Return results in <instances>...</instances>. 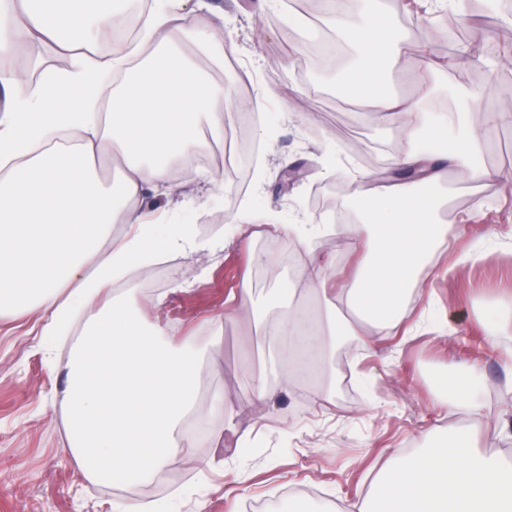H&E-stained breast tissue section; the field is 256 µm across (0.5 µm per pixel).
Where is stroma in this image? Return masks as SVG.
<instances>
[{
	"mask_svg": "<svg viewBox=\"0 0 512 512\" xmlns=\"http://www.w3.org/2000/svg\"><path fill=\"white\" fill-rule=\"evenodd\" d=\"M188 0L184 24L198 30L224 27L234 48L222 79L230 94L224 128L246 126L260 148L247 169L246 190L212 189L208 176L173 175L166 195L154 198L169 224H193L203 233L224 234L223 253L158 257L132 271L129 281L158 280L140 292L119 285L103 301L135 306L145 327L161 326L171 347L195 340L202 361L200 379L208 396L250 401L227 434L219 408L208 411L204 440L148 485L113 481L101 486L67 453L70 409L64 398L65 365L79 330L58 337L57 362L34 317L0 313V512H119L137 498L169 512H229L244 498L285 508L290 489L311 486L303 512H350L369 490L375 471L391 457L439 442L448 419L434 397L444 361L458 366L480 362L487 416L472 429L488 451L512 456V368L485 346L487 331L511 324L512 314L494 309L512 290V184L495 178L512 170V123H498L488 138L482 163L490 176L447 178L438 191L434 215L445 232L447 273L422 270L407 315L409 336H387L375 349L348 341L336 360L321 364L319 376L295 375L272 400L251 402L244 371L260 367L272 340L254 334L255 323L272 324L280 312L277 288H292L296 302L309 298L297 270L307 229L324 224L330 207L362 221V203L373 185L393 181L389 163L401 147L396 126L367 111L346 91L359 78L349 68L318 71L308 55L311 36H299L290 18L295 8L278 0ZM470 0L454 17L464 28L478 25L499 48H512V11L473 19ZM250 203L258 217L277 223L305 220L293 237L276 242L264 264H251L262 240L244 248L227 216ZM466 263H459L460 255ZM183 289L172 292L173 284ZM245 297L242 314L225 323L219 346H212L211 317L222 313L229 294ZM337 384L329 403L315 407L316 390Z\"/></svg>",
	"mask_w": 512,
	"mask_h": 512,
	"instance_id": "1",
	"label": "stroma"
}]
</instances>
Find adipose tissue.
<instances>
[{"instance_id":"adipose-tissue-1","label":"adipose tissue","mask_w":512,"mask_h":512,"mask_svg":"<svg viewBox=\"0 0 512 512\" xmlns=\"http://www.w3.org/2000/svg\"><path fill=\"white\" fill-rule=\"evenodd\" d=\"M185 3L151 0L139 10L136 27L149 50L135 56L116 34L118 10L105 0H43L36 9L0 0L1 59L50 40L64 62L50 86L0 67V310L21 309L51 328L69 310L93 313L101 288L155 260L153 245L169 256L223 251V236L203 237L188 225L158 229L146 202L147 193H163L172 164L191 165L199 121H206L211 141L224 138V87L196 63L202 56L223 66L224 32L216 26L196 33V53L187 55L178 38ZM373 4L364 0L360 13L337 15L336 33L360 49L357 71L373 88V111L401 130L395 166L417 177L374 190L364 223L338 230L356 273L337 288L336 301L354 318L319 322L326 361L338 337L360 335L359 324L373 329L363 337L369 347L400 329L403 300L437 255L438 242L425 227L431 206L424 187L438 185L449 169L465 168L472 180L486 173L478 162L483 137L462 126L463 112L478 111L479 93L468 92L460 111L429 106L439 74L461 57L434 60L414 33L397 35L383 25ZM404 45L418 60L414 97L382 89L386 66ZM102 158L122 163L114 183L99 180ZM116 224L125 225L122 235H113ZM66 285L73 292L62 304L57 290ZM162 334L116 305L94 315L66 364L69 453L91 476L109 465L128 482L147 485L189 447L200 360L191 343L170 348ZM480 377L479 363H471L465 383L439 391L442 414L482 419ZM357 509L512 512V461L482 450L472 432L452 425L447 447L388 460Z\"/></svg>"}]
</instances>
